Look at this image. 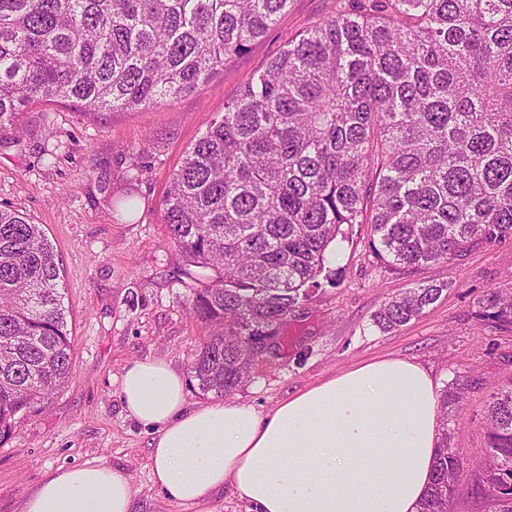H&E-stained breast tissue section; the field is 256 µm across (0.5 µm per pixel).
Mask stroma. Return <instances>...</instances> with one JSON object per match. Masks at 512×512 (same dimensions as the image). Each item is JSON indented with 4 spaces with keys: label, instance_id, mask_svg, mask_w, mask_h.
<instances>
[{
    "label": "stroma",
    "instance_id": "stroma-1",
    "mask_svg": "<svg viewBox=\"0 0 512 512\" xmlns=\"http://www.w3.org/2000/svg\"><path fill=\"white\" fill-rule=\"evenodd\" d=\"M333 3L293 0L267 35L190 95L95 118L71 103L35 105L23 116L21 141L0 139V205L27 214L52 243L73 342L70 380L44 405L19 413L13 432L0 439V512H22L51 470L88 462L129 473L136 512H253L229 485L181 504L152 484L154 432L127 417L120 378L131 361L162 358L188 376L189 405L209 401L191 362L213 327L191 310L196 284L162 220V201L187 149L237 88ZM124 198L134 209L121 220L113 207ZM432 280L449 287L420 318L389 333L373 326L389 298ZM502 288H512L510 241L407 273L375 258L367 225H355L329 278L282 321L272 352L257 359L230 398L265 414L288 396L382 358L419 364L443 385L468 379L466 400L448 413L451 444L465 461L460 484L468 486L484 443V404L512 380V329L478 315L481 295Z\"/></svg>",
    "mask_w": 512,
    "mask_h": 512
}]
</instances>
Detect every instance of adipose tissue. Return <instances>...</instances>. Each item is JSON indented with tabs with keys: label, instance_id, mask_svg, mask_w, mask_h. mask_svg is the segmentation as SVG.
<instances>
[{
	"label": "adipose tissue",
	"instance_id": "ef3b65f1",
	"mask_svg": "<svg viewBox=\"0 0 512 512\" xmlns=\"http://www.w3.org/2000/svg\"><path fill=\"white\" fill-rule=\"evenodd\" d=\"M129 418L154 428L151 480L191 504L232 485L256 512H416L440 441L438 385L403 359L371 361L269 413L215 400L188 407L163 359L124 369ZM127 474L104 464L49 472L23 512H133Z\"/></svg>",
	"mask_w": 512,
	"mask_h": 512
}]
</instances>
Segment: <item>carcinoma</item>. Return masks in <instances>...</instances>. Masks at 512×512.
<instances>
[{"mask_svg": "<svg viewBox=\"0 0 512 512\" xmlns=\"http://www.w3.org/2000/svg\"><path fill=\"white\" fill-rule=\"evenodd\" d=\"M291 0H0V132L73 102L91 115L191 94L261 39ZM164 223L215 279L194 314L215 331L194 356L218 396L245 378L247 343L301 304L355 224L391 268L449 264L512 239V0H336L224 103L172 174ZM60 266L41 225L0 206V437L72 369ZM450 282L419 283L373 325L418 318ZM479 315L512 329V289ZM441 393V441L419 512H452L461 459ZM478 512H512V384L490 396L475 464Z\"/></svg>", "mask_w": 512, "mask_h": 512, "instance_id": "cac0c4a2", "label": "carcinoma"}]
</instances>
